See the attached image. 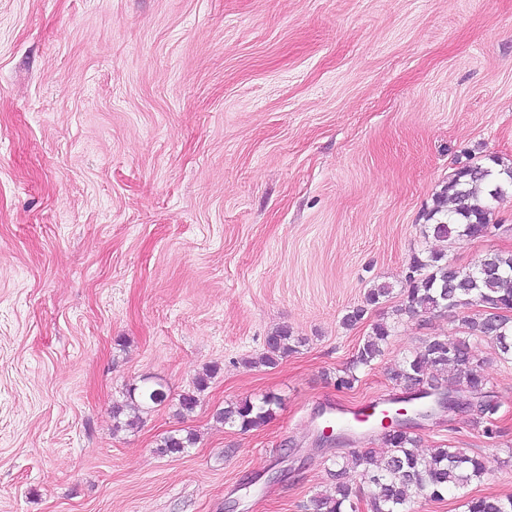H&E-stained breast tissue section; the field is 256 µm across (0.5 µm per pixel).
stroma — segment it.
<instances>
[{
  "label": "stroma",
  "instance_id": "35a3bbf8",
  "mask_svg": "<svg viewBox=\"0 0 512 512\" xmlns=\"http://www.w3.org/2000/svg\"><path fill=\"white\" fill-rule=\"evenodd\" d=\"M492 157L512 164V0H0V512H307L362 445L320 442L321 408L395 394L391 368L463 334V307L396 317L411 254L512 252L511 193L494 236L422 233ZM376 282L392 295L344 327ZM380 320L383 356L337 390ZM282 325L299 351L244 366ZM472 351L499 437L465 413L414 433L489 472L413 512L512 495V359ZM151 380L168 402L116 428ZM267 394L260 429L214 417ZM171 431L196 442L159 454ZM214 373V369H206L205 372L195 378L192 390L180 395L178 401L180 415L185 416L194 412L200 402L201 393L207 389L209 379L212 378ZM137 388H133L129 391V400L122 406H114L113 407V418L116 420V428L124 426L132 428L140 421V413L143 411L141 409L142 405L136 403L135 398V390ZM125 417L126 419H121ZM119 424H122L121 426Z\"/></svg>",
  "mask_w": 512,
  "mask_h": 512
}]
</instances>
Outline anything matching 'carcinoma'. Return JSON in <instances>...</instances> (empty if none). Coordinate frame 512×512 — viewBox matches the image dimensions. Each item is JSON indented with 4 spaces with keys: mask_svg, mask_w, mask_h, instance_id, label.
Wrapping results in <instances>:
<instances>
[{
    "mask_svg": "<svg viewBox=\"0 0 512 512\" xmlns=\"http://www.w3.org/2000/svg\"><path fill=\"white\" fill-rule=\"evenodd\" d=\"M509 190H512V165L497 161L493 166L472 163L459 168L436 193L433 207L425 215L423 235L442 241L460 236H486L491 224L487 200ZM403 280L404 298L397 309L401 315L413 317L468 305L480 306L484 311L465 317L466 335L453 342L430 336L415 355L403 359L389 372L388 378L395 386L415 390L406 399H388V403L395 402L397 406L383 409L398 421L395 429L382 434V444L390 453L379 456L372 448H360L342 456L332 473L334 494L312 497L311 512H358L361 497L354 484L359 479L369 486L366 499L369 512H410L415 500H440L487 473L483 458L459 449L437 448L428 456L420 454L412 428L418 421L448 410L470 415L472 425L482 428L485 436H498L493 416L499 404L487 390L485 376L474 365L470 339H489L501 356H512V318L498 314L501 309L512 308V254L490 250L473 266L460 268L448 262L441 252L425 256L414 253L403 271ZM391 292V286L385 282L373 285L366 292L363 304L343 317V325L353 327L360 323L368 307L381 303ZM393 331L394 327L386 322L372 324L349 366L336 375L337 390L354 388L359 381L358 371L383 355ZM300 344L288 327H277L266 336L263 351L245 360V365L273 368L297 352ZM449 371L457 379L453 391L447 390L443 379V374ZM214 373L213 369L205 370L195 378L192 389L180 395V415L194 412ZM275 404L271 396L257 401L245 398L217 410L215 418L245 433L266 425L274 416ZM141 412L132 389L127 403L113 407V418L116 424L131 428L140 421ZM195 442L190 432L169 433L160 439L157 451L162 455H180ZM464 506L465 512H512V495L468 498Z\"/></svg>",
    "mask_w": 512,
    "mask_h": 512,
    "instance_id": "cac0c4a2",
    "label": "carcinoma"
}]
</instances>
